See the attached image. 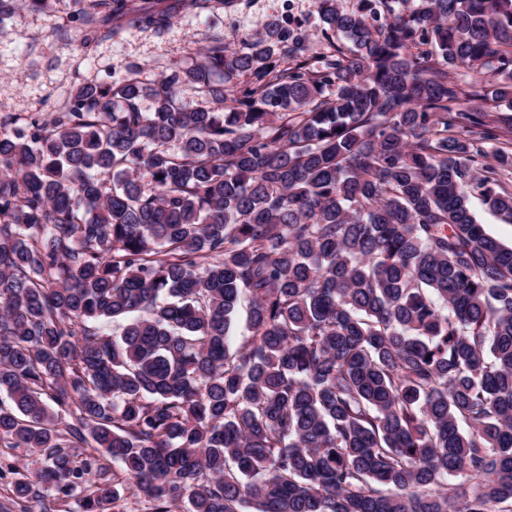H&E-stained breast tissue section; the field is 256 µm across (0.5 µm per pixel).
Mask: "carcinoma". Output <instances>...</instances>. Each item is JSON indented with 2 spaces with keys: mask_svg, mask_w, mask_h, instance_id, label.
Masks as SVG:
<instances>
[{
  "mask_svg": "<svg viewBox=\"0 0 512 512\" xmlns=\"http://www.w3.org/2000/svg\"><path fill=\"white\" fill-rule=\"evenodd\" d=\"M409 2L318 0L314 66L271 22L0 131V443L45 454L0 461L15 503L512 512V247L469 206L512 219V0ZM123 17L170 23L84 0V44Z\"/></svg>",
  "mask_w": 512,
  "mask_h": 512,
  "instance_id": "1",
  "label": "carcinoma"
}]
</instances>
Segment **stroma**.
<instances>
[{
    "mask_svg": "<svg viewBox=\"0 0 512 512\" xmlns=\"http://www.w3.org/2000/svg\"><path fill=\"white\" fill-rule=\"evenodd\" d=\"M76 0H48L40 8L21 6L0 20V118L21 122L50 116L70 93L86 83L117 82L130 71L152 81L195 60L219 36L241 39L275 21L297 27L315 60L330 45L315 0H235L206 13H176L167 30L126 28L122 36L84 45Z\"/></svg>",
    "mask_w": 512,
    "mask_h": 512,
    "instance_id": "35a3bbf8",
    "label": "stroma"
}]
</instances>
